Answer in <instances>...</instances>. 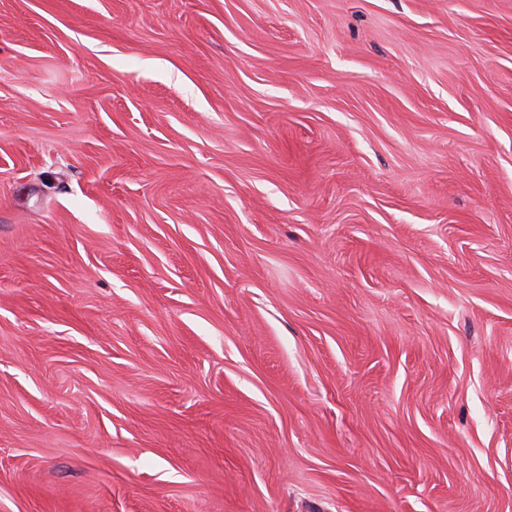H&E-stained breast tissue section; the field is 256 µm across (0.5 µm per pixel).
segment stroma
<instances>
[{"label":"stroma","mask_w":512,"mask_h":512,"mask_svg":"<svg viewBox=\"0 0 512 512\" xmlns=\"http://www.w3.org/2000/svg\"><path fill=\"white\" fill-rule=\"evenodd\" d=\"M0 512H512V0H0Z\"/></svg>","instance_id":"obj_1"}]
</instances>
